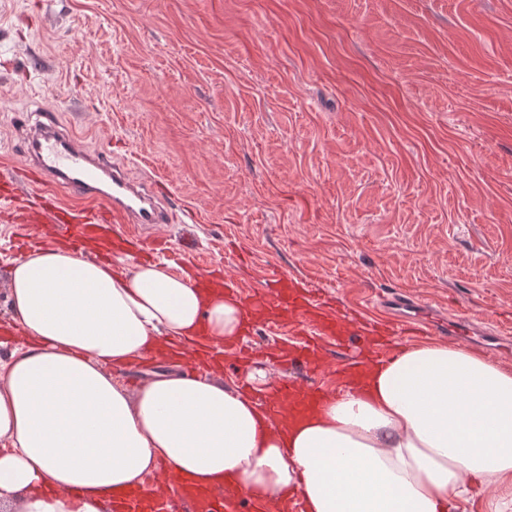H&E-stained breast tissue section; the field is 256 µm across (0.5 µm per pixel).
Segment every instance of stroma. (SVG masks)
Wrapping results in <instances>:
<instances>
[{"label":"stroma","mask_w":512,"mask_h":512,"mask_svg":"<svg viewBox=\"0 0 512 512\" xmlns=\"http://www.w3.org/2000/svg\"><path fill=\"white\" fill-rule=\"evenodd\" d=\"M34 100L200 214L116 227L181 267L512 318V0H0V164ZM36 241L0 218V324Z\"/></svg>","instance_id":"stroma-1"}]
</instances>
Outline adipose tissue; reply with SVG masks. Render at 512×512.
I'll use <instances>...</instances> for the list:
<instances>
[{
    "instance_id": "adipose-tissue-1",
    "label": "adipose tissue",
    "mask_w": 512,
    "mask_h": 512,
    "mask_svg": "<svg viewBox=\"0 0 512 512\" xmlns=\"http://www.w3.org/2000/svg\"><path fill=\"white\" fill-rule=\"evenodd\" d=\"M24 342L0 360V512H111L112 493L151 486L158 467L220 491L304 512H491L512 500V368L445 343L404 345L363 388L315 413H268L216 373L154 374L137 387L112 369L206 331L240 337L242 304L200 293L187 271L113 268L63 245L7 269Z\"/></svg>"
}]
</instances>
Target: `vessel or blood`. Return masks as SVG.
Returning a JSON list of instances; mask_svg holds the SVG:
<instances>
[{
    "mask_svg": "<svg viewBox=\"0 0 512 512\" xmlns=\"http://www.w3.org/2000/svg\"><path fill=\"white\" fill-rule=\"evenodd\" d=\"M38 119L29 129L21 166L0 169V209L11 211L24 190H34L44 201L42 209L29 214L31 222L48 233H66L74 246L84 239L107 237L115 224H168L172 213L167 192L153 182H136L106 154H91L79 138L62 128L49 107L36 104ZM67 193L93 200L90 208L63 203ZM243 329L252 334L265 319L282 322L298 343L282 356L292 367L273 384L264 406L277 410L289 406L303 413L320 406L325 391L305 381V373L329 370L336 383L360 380L368 367L389 357L398 336H427L428 324L397 320L390 315L367 316L365 310L329 296L313 282L269 265L266 276L243 300ZM175 497L191 512H277L274 503L247 491L224 489L216 493L191 480L174 486ZM113 512H163L164 506L139 490L112 497Z\"/></svg>",
    "mask_w": 512,
    "mask_h": 512,
    "instance_id": "b4317fda",
    "label": "vessel or blood"
}]
</instances>
